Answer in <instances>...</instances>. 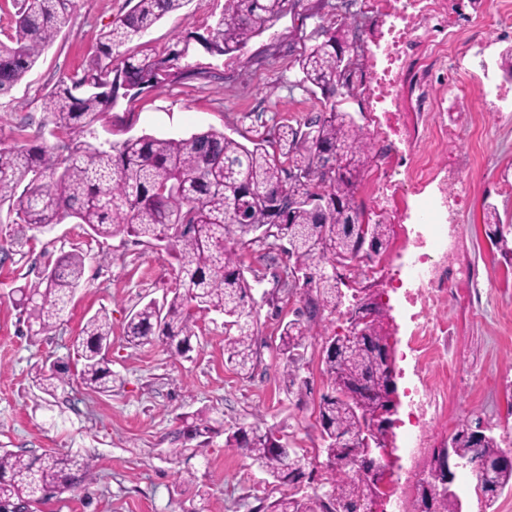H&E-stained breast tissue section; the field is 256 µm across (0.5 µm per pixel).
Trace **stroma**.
Here are the masks:
<instances>
[{"label":"stroma","mask_w":512,"mask_h":512,"mask_svg":"<svg viewBox=\"0 0 512 512\" xmlns=\"http://www.w3.org/2000/svg\"><path fill=\"white\" fill-rule=\"evenodd\" d=\"M367 0L344 8L342 0H294L291 9L251 38L239 51L219 54L207 43L224 11V0H188L181 10L160 20L130 53L180 54L184 76L145 89L116 104L92 127L88 140L121 141L131 136H184L214 129L239 142L275 141L282 124L298 125L322 110L319 88L304 83L301 55L324 38L338 20L355 34L350 54L354 73L370 66L371 43L364 32L372 26ZM465 13L467 37L484 50L488 73L463 71L461 78L423 85L417 64L402 76L404 110L386 129L395 155L416 149L436 170L448 168L449 155L466 166L460 179L449 181L463 198L459 224L451 233L455 248L449 265L473 274L463 300L440 312L449 334L441 362L447 382L437 386L446 417L430 425L433 447L447 441L466 419L481 416L493 428L501 448L512 449V262L505 260L486 235L485 205H494L503 223L512 224V104L497 106L481 90L493 80L498 96L512 97V76L501 57L512 47V32L497 33L484 25L483 14L470 0H457ZM135 0H76L66 26L34 68L8 94L0 96V148L21 136L50 129L42 98L59 81L82 75L97 54L100 35L108 31ZM434 103L429 116L417 107L420 91ZM446 123L459 138L452 153L418 137L424 125ZM385 251L345 272L350 287L370 289L387 312L389 342L397 357L396 384L400 406L389 440L400 445L410 411L408 390L413 367L401 358L413 324L412 307L390 291L389 263L408 258L407 240L415 225L390 219ZM86 253L84 281L63 323L36 333L16 306L15 290L41 277L66 252ZM246 277H260L254 295L272 291L282 277L286 258L279 249L253 245L243 252ZM177 276L166 249L117 236L93 239L85 225L68 218L52 229L17 223L0 211V448L29 456L56 452L93 459L95 473L77 491L55 493L34 512H267L283 494L323 495L327 489L322 452L324 441L318 405L327 390L322 349L326 337L344 333L342 314L324 315L319 336L304 350L303 377L310 391H286L280 374L279 326L301 307L303 287L277 292V307L262 306L256 337L259 352L250 374L224 360V319L197 315L198 339L192 352L177 355L161 342L138 347L127 343L130 314L144 303L163 301ZM275 291V290H274ZM106 311L112 321L109 357L117 381L109 394L82 386L81 368L72 342L86 320ZM56 364L66 383L54 394L38 390L32 376L42 363ZM205 411L212 419L209 434L184 431L186 415ZM256 426L280 436L305 464L300 483L284 486L253 465L241 451L225 447L228 432Z\"/></svg>","instance_id":"1"}]
</instances>
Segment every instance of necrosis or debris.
<instances>
[{"label":"necrosis or debris","instance_id":"1","mask_svg":"<svg viewBox=\"0 0 512 512\" xmlns=\"http://www.w3.org/2000/svg\"><path fill=\"white\" fill-rule=\"evenodd\" d=\"M375 10L381 22L369 32L374 46L368 73L370 102L374 111L388 119L402 110L404 63L428 55L442 65H460L453 52L465 26L460 12L448 0H375ZM434 175L433 168L422 159L404 156L390 165L388 177L369 188L375 201L389 197L396 212L414 213L426 231L425 238L411 251L402 277L395 280L396 289L402 290L405 302L414 309L409 354L424 377L436 361L438 336L448 331L436 313L449 300L460 298V289L470 278L468 270H452L446 264L453 247L446 220L458 216L463 202L449 195L443 183L436 191H428ZM412 403L414 421L403 436V451L411 462L425 454L428 424L436 417L426 388L413 391Z\"/></svg>","mask_w":512,"mask_h":512}]
</instances>
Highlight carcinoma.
<instances>
[{"label": "carcinoma", "mask_w": 512, "mask_h": 512, "mask_svg": "<svg viewBox=\"0 0 512 512\" xmlns=\"http://www.w3.org/2000/svg\"><path fill=\"white\" fill-rule=\"evenodd\" d=\"M188 0H137L102 36L100 54L83 75L44 96V111L54 129L51 142L39 132L9 150L0 149V207L8 205L22 224L50 229L65 218L86 225L96 238L130 236L148 244L163 243L177 264L172 297L153 300L134 312L126 327L127 342L139 346L158 339L191 350L197 336L195 314L224 316V359L239 372L258 360V324L253 284L245 277L240 251L259 241L267 228L275 241H285L291 262L305 272L321 270L328 277L309 279L305 309L280 326L279 351L287 392H308L301 376L303 353L318 333L324 312L338 310L345 300L343 276L336 265L355 261L363 231V211L355 204L361 174L371 163L368 134L336 103L311 118L305 128L285 125L277 149L261 142L248 147L215 130L181 137L141 135L121 142L93 144L87 128L112 106L119 88L142 90L183 73L176 56L139 59L121 48L141 39L159 20L180 10ZM292 0H225L224 13L211 30L210 45L219 53L241 49L282 16ZM75 0H19L9 43L0 42V94L9 92L33 69L66 25ZM346 25H336L300 61L303 80L328 91V97L349 93L352 76L344 74L341 51L350 48ZM491 242L512 255V232L496 211L486 213ZM377 250L388 246L389 228L381 221L368 225ZM86 256L70 252L56 259L53 271L17 289L18 305L46 333L63 321L68 304L81 287ZM386 313L378 306L369 332L351 352H342L346 336L327 343L323 372L331 392L321 396L319 422L326 455V500L322 512H363L368 497L349 476V462L364 449L349 440L389 400L388 376L381 341ZM112 323L105 312L89 317L75 341L81 361L78 379L97 393L112 392V369L106 355ZM34 382L51 393L64 382L58 368L41 367ZM184 420L197 436L211 431L210 418L198 412ZM481 420L464 422L446 442L461 460H497L503 452L490 432L479 431ZM225 447L238 448L274 481L293 485L304 475L302 458L279 444L274 433L258 427L239 428L226 437ZM92 460L71 455L30 457L0 450V512H27L55 489L72 490L88 478ZM512 486V463L500 466L496 487L476 475L475 493L491 506ZM270 512H315L314 502L294 494L274 501ZM429 512H463L454 489L437 493Z\"/></svg>", "instance_id": "obj_1"}]
</instances>
